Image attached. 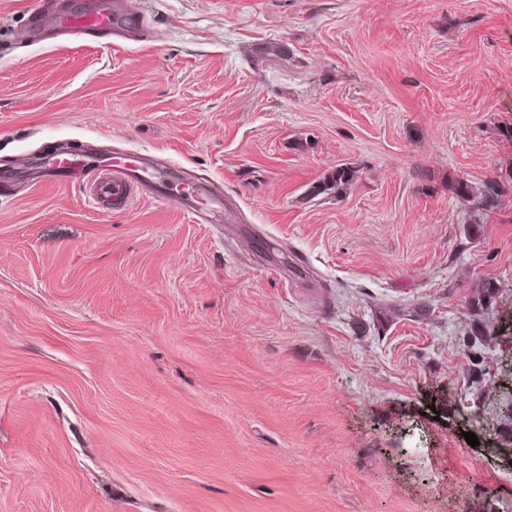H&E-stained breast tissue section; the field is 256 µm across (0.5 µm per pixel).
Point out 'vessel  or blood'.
<instances>
[{"label":"vessel or blood","mask_w":512,"mask_h":512,"mask_svg":"<svg viewBox=\"0 0 512 512\" xmlns=\"http://www.w3.org/2000/svg\"><path fill=\"white\" fill-rule=\"evenodd\" d=\"M35 26L43 31L75 38H99L113 34L143 36L139 18L129 13L124 0H42ZM32 178L42 183H72L89 190L96 210L111 211L113 204L128 199L133 185L143 186L155 202L189 215L195 222L211 224L220 198L210 187L198 184L194 196L179 198L169 191V172L146 166L138 152L90 155L76 150L48 148L33 168Z\"/></svg>","instance_id":"1"}]
</instances>
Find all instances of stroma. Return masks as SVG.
<instances>
[{"mask_svg": "<svg viewBox=\"0 0 512 512\" xmlns=\"http://www.w3.org/2000/svg\"><path fill=\"white\" fill-rule=\"evenodd\" d=\"M126 2L102 48L0 0V163L132 149L224 211L0 192V512H512V0ZM354 178V170L346 165L336 166V168L324 178L323 182L315 187L318 195L328 191L336 192V195L342 193L343 190L352 182Z\"/></svg>", "mask_w": 512, "mask_h": 512, "instance_id": "stroma-1", "label": "stroma"}]
</instances>
